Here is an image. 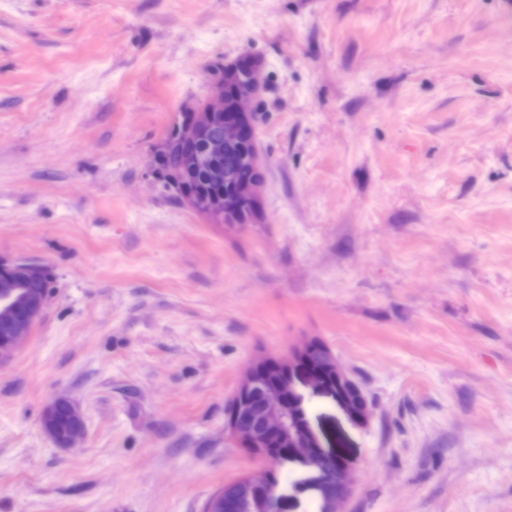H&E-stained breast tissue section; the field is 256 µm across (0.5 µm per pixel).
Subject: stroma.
Segmentation results:
<instances>
[{
	"instance_id": "1",
	"label": "stroma",
	"mask_w": 512,
	"mask_h": 512,
	"mask_svg": "<svg viewBox=\"0 0 512 512\" xmlns=\"http://www.w3.org/2000/svg\"><path fill=\"white\" fill-rule=\"evenodd\" d=\"M257 60L258 223L165 188V135ZM53 288L0 365V512H205L261 461L246 368L308 341L373 405L306 401L345 512H512V0H0V260ZM70 398L73 448L42 426ZM315 468L279 512H319ZM63 409L67 424L61 426L57 420L58 411ZM42 425L58 446L70 447L84 433V421L76 405L65 396L54 398L44 409Z\"/></svg>"
}]
</instances>
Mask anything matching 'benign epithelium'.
<instances>
[{"mask_svg": "<svg viewBox=\"0 0 512 512\" xmlns=\"http://www.w3.org/2000/svg\"><path fill=\"white\" fill-rule=\"evenodd\" d=\"M261 88L260 73L250 62L224 66L211 88L210 98L183 114L182 128L195 147L180 153V163L171 180L179 189L182 179L201 173L211 186L207 194L188 199L190 207L211 220L224 224H250L259 216L258 195L264 181L259 156L254 114L249 108ZM255 169L259 178L237 186L231 184L241 168ZM46 274L38 262L0 264V313L11 319L0 336V364L10 361L30 335L45 302L30 294L25 284ZM318 345L305 342L288 361L258 362L243 375L226 414V428L239 445L263 461L252 475L224 486L208 512H234L243 502H252L256 512H278L280 495L272 482L271 468L302 459L318 469L315 489L320 492V512H344L356 478L336 455L321 449L312 432L305 401L312 395H327L352 423L368 422L372 405L360 384L330 351L317 361L310 355ZM42 425L58 446H71L84 433V421L76 405L65 396L54 398L44 409Z\"/></svg>", "mask_w": 512, "mask_h": 512, "instance_id": "7a95c632", "label": "benign epithelium"}]
</instances>
